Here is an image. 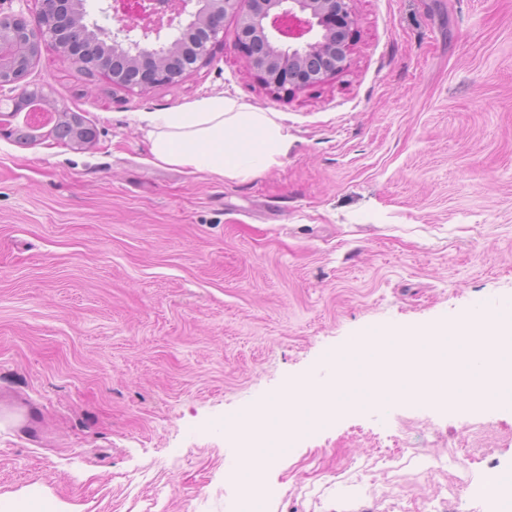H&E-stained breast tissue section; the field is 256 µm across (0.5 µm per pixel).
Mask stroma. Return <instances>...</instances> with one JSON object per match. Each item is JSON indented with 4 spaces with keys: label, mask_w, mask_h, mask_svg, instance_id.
<instances>
[{
    "label": "stroma",
    "mask_w": 512,
    "mask_h": 512,
    "mask_svg": "<svg viewBox=\"0 0 512 512\" xmlns=\"http://www.w3.org/2000/svg\"><path fill=\"white\" fill-rule=\"evenodd\" d=\"M347 68L267 88L229 14L205 64L122 88L44 44L26 81L78 114V148L0 135V498L63 512H239L225 432L290 382L329 383L359 336L512 298V0H351ZM214 96L287 127L281 164L230 180L151 163L141 112ZM407 446L374 467L386 435ZM468 442L474 486L424 473ZM512 473V412L368 397L297 426L260 512H500L477 479Z\"/></svg>",
    "instance_id": "1"
}]
</instances>
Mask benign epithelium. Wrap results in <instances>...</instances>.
Here are the masks:
<instances>
[{
	"mask_svg": "<svg viewBox=\"0 0 512 512\" xmlns=\"http://www.w3.org/2000/svg\"><path fill=\"white\" fill-rule=\"evenodd\" d=\"M40 2L34 24L21 11L0 14L1 86L20 84L46 42L55 45L63 61L88 76L105 71L112 83L128 85L126 76L109 64L110 57L121 55L153 63L136 80L146 85L168 83L207 59L227 14L239 19L238 49L248 66L276 91L305 90L344 70L351 53L350 39L335 38L354 25L350 0H179L175 17L152 27L130 18L132 8L149 13L152 0H105L99 13L116 25L108 30L110 44L100 58L90 51L85 29L96 32L103 25L85 11L82 0ZM32 92L56 116L67 113L41 88L25 86L21 97Z\"/></svg>",
	"mask_w": 512,
	"mask_h": 512,
	"instance_id": "1",
	"label": "benign epithelium"
}]
</instances>
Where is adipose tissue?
<instances>
[{"instance_id": "1", "label": "adipose tissue", "mask_w": 512, "mask_h": 512, "mask_svg": "<svg viewBox=\"0 0 512 512\" xmlns=\"http://www.w3.org/2000/svg\"><path fill=\"white\" fill-rule=\"evenodd\" d=\"M153 163L247 180L280 164L288 130L275 116L235 98L215 96L167 112H144Z\"/></svg>"}]
</instances>
